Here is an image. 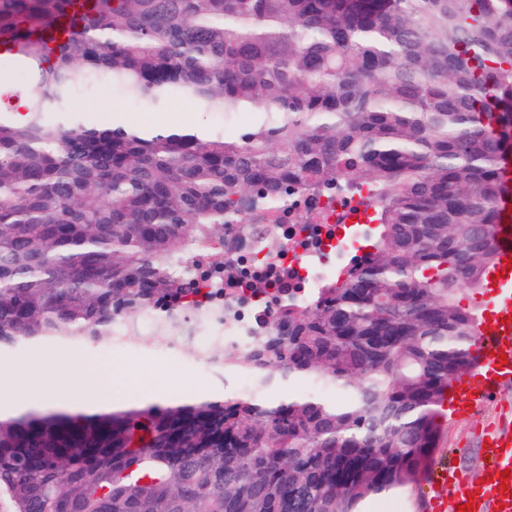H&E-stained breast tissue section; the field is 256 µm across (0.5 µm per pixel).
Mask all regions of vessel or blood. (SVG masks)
<instances>
[{"label":"vessel or blood","instance_id":"vessel-or-blood-1","mask_svg":"<svg viewBox=\"0 0 512 512\" xmlns=\"http://www.w3.org/2000/svg\"><path fill=\"white\" fill-rule=\"evenodd\" d=\"M498 261L493 270L498 277L489 282L488 304L493 321L483 330L480 353L484 360L487 378L476 389L463 388L458 392L456 407L466 410L477 398L488 397L499 384L512 382V269L507 261L512 258V195H505L499 204ZM489 465L485 477L471 481L467 476L456 474L445 491L432 494L427 501V512H455L457 506L471 504V512H512V478L506 485H499L498 473L512 470V432L496 430L483 437Z\"/></svg>","mask_w":512,"mask_h":512}]
</instances>
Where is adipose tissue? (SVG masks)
I'll return each instance as SVG.
<instances>
[{
  "instance_id": "1",
  "label": "adipose tissue",
  "mask_w": 512,
  "mask_h": 512,
  "mask_svg": "<svg viewBox=\"0 0 512 512\" xmlns=\"http://www.w3.org/2000/svg\"><path fill=\"white\" fill-rule=\"evenodd\" d=\"M93 347H84L81 351L69 356V368L77 372L78 381L71 393L60 394L51 387L43 384L39 376L43 370L42 362H35L29 372L16 376V389L11 394V406L31 407L43 402L52 403L58 407L82 411H108L118 401L137 402L147 400L154 403H168L173 396V389L167 384H160L149 394L128 388L121 372H113L112 388H104L100 373L83 372L85 363L94 360Z\"/></svg>"
}]
</instances>
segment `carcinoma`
<instances>
[{
  "instance_id": "carcinoma-1",
  "label": "carcinoma",
  "mask_w": 512,
  "mask_h": 512,
  "mask_svg": "<svg viewBox=\"0 0 512 512\" xmlns=\"http://www.w3.org/2000/svg\"><path fill=\"white\" fill-rule=\"evenodd\" d=\"M0 0V361L126 342L223 258L224 219L315 185L358 196L357 262L229 358L248 394L0 415V512H356L430 468L481 360L463 288L498 260L512 154V0ZM109 85L153 111L256 112L234 140L88 120ZM25 120L15 121L19 103ZM204 315L201 303L163 311ZM313 380L341 393L264 397ZM82 347H60L52 350H27L23 349L12 355L8 362H12L15 369L22 368L34 355L38 354L44 357H53L63 359L69 353L80 350ZM39 352L41 354H39Z\"/></svg>"
}]
</instances>
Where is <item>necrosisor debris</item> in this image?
<instances>
[{
    "label": "necrosis or debris",
    "instance_id": "1",
    "mask_svg": "<svg viewBox=\"0 0 512 512\" xmlns=\"http://www.w3.org/2000/svg\"><path fill=\"white\" fill-rule=\"evenodd\" d=\"M349 204L335 188L306 189L287 211L264 205L226 224L223 263L193 255L209 314L189 321L186 332L203 353V367L215 366L216 341L234 354L266 335L271 298L306 299L347 262L358 247L343 222Z\"/></svg>",
    "mask_w": 512,
    "mask_h": 512
}]
</instances>
